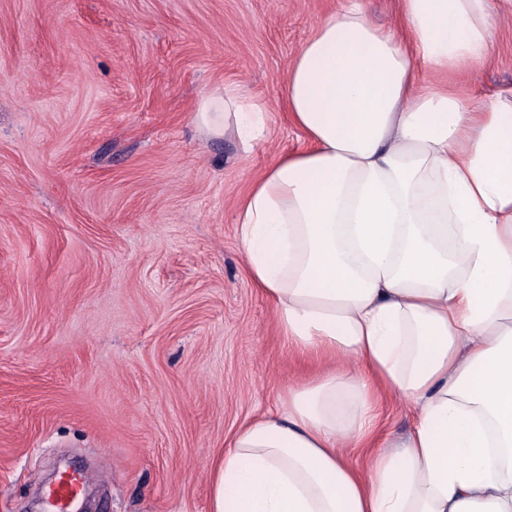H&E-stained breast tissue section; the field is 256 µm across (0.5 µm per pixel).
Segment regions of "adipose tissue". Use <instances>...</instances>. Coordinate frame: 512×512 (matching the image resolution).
I'll return each instance as SVG.
<instances>
[{
  "instance_id": "obj_1",
  "label": "adipose tissue",
  "mask_w": 512,
  "mask_h": 512,
  "mask_svg": "<svg viewBox=\"0 0 512 512\" xmlns=\"http://www.w3.org/2000/svg\"><path fill=\"white\" fill-rule=\"evenodd\" d=\"M398 14L344 0L291 58L306 146L254 179L238 237L283 337L327 368L236 431L209 512H512V90L474 103L459 81L493 52L488 0ZM194 124L246 153L270 133L234 84ZM386 394L414 422L383 447ZM367 8L371 17L384 25H395L398 21L396 0H367Z\"/></svg>"
}]
</instances>
